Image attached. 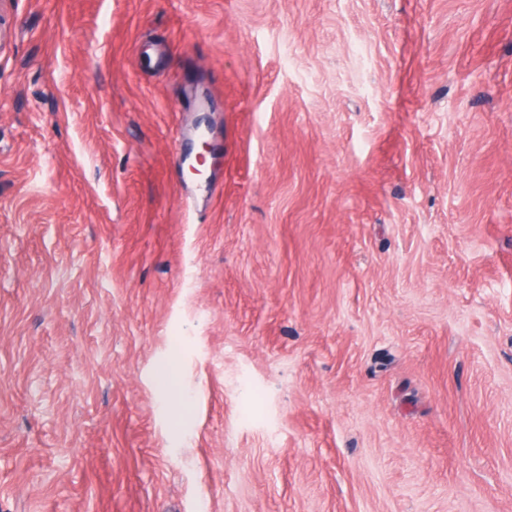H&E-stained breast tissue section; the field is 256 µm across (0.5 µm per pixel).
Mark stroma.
Returning <instances> with one entry per match:
<instances>
[{
	"label": "stroma",
	"mask_w": 512,
	"mask_h": 512,
	"mask_svg": "<svg viewBox=\"0 0 512 512\" xmlns=\"http://www.w3.org/2000/svg\"><path fill=\"white\" fill-rule=\"evenodd\" d=\"M0 512H512V0H0Z\"/></svg>",
	"instance_id": "1"
}]
</instances>
